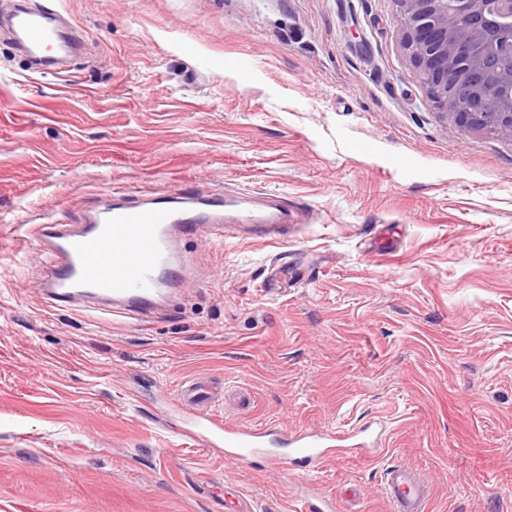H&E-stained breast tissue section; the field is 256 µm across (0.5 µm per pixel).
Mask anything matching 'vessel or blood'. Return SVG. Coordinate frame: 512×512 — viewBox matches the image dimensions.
Masks as SVG:
<instances>
[{
    "label": "vessel or blood",
    "mask_w": 512,
    "mask_h": 512,
    "mask_svg": "<svg viewBox=\"0 0 512 512\" xmlns=\"http://www.w3.org/2000/svg\"><path fill=\"white\" fill-rule=\"evenodd\" d=\"M50 0L37 9L22 7L13 16L21 43L35 57H46L58 46H70L67 32L53 23ZM230 199L220 193L144 192L137 197L114 192L110 203L87 209L80 225H37L44 270L38 288L54 309L75 308L79 300L106 301L112 313L141 320L155 312L168 289L189 280L177 266V238L191 235L204 241L237 238L247 232L270 240L288 236V212L276 208L261 215L250 209L234 220L224 218ZM220 389L196 381L184 384L171 405L181 420L180 434L206 450L223 449L226 459L247 462L265 451L272 433L267 426L239 427L209 409ZM376 437L337 433L290 436L289 446L314 464L375 446ZM387 499L394 512H426L429 488L410 469L395 466L385 474Z\"/></svg>",
    "instance_id": "1"
}]
</instances>
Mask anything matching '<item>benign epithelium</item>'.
I'll list each match as a JSON object with an SVG mask.
<instances>
[{"label":"benign epithelium","mask_w":512,"mask_h":512,"mask_svg":"<svg viewBox=\"0 0 512 512\" xmlns=\"http://www.w3.org/2000/svg\"><path fill=\"white\" fill-rule=\"evenodd\" d=\"M401 44L433 107L512 138V0H394Z\"/></svg>","instance_id":"benign-epithelium-1"}]
</instances>
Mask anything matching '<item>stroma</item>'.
I'll use <instances>...</instances> for the list:
<instances>
[{
  "label": "stroma",
  "instance_id": "obj_1",
  "mask_svg": "<svg viewBox=\"0 0 512 512\" xmlns=\"http://www.w3.org/2000/svg\"><path fill=\"white\" fill-rule=\"evenodd\" d=\"M0 0V512H512V139L439 114L393 0H55L84 40L30 69ZM223 190L306 218L286 241L184 236L146 320L46 306L35 225L113 190ZM288 257L293 287L265 294ZM224 421L352 429L308 486L165 426L187 380ZM237 500L225 503L224 486ZM387 499L395 512H425L429 488L410 469L395 466L385 474Z\"/></svg>",
  "mask_w": 512,
  "mask_h": 512
}]
</instances>
